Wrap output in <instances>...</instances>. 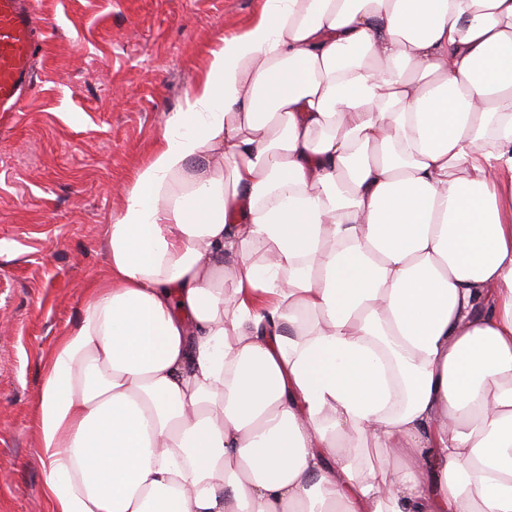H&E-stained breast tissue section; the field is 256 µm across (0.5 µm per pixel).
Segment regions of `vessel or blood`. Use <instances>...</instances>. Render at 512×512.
<instances>
[{
  "label": "vessel or blood",
  "mask_w": 512,
  "mask_h": 512,
  "mask_svg": "<svg viewBox=\"0 0 512 512\" xmlns=\"http://www.w3.org/2000/svg\"><path fill=\"white\" fill-rule=\"evenodd\" d=\"M38 46L33 0H0V113L22 111Z\"/></svg>",
  "instance_id": "b4317fda"
}]
</instances>
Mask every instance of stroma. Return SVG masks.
Returning a JSON list of instances; mask_svg holds the SVG:
<instances>
[{"instance_id": "obj_1", "label": "stroma", "mask_w": 512, "mask_h": 512, "mask_svg": "<svg viewBox=\"0 0 512 512\" xmlns=\"http://www.w3.org/2000/svg\"><path fill=\"white\" fill-rule=\"evenodd\" d=\"M37 75L0 115V512H47L33 410L136 171L262 0H34Z\"/></svg>"}]
</instances>
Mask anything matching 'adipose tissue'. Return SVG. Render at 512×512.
Listing matches in <instances>:
<instances>
[{"mask_svg":"<svg viewBox=\"0 0 512 512\" xmlns=\"http://www.w3.org/2000/svg\"><path fill=\"white\" fill-rule=\"evenodd\" d=\"M103 248L48 512H512V0H264Z\"/></svg>","mask_w":512,"mask_h":512,"instance_id":"ef3b65f1","label":"adipose tissue"}]
</instances>
